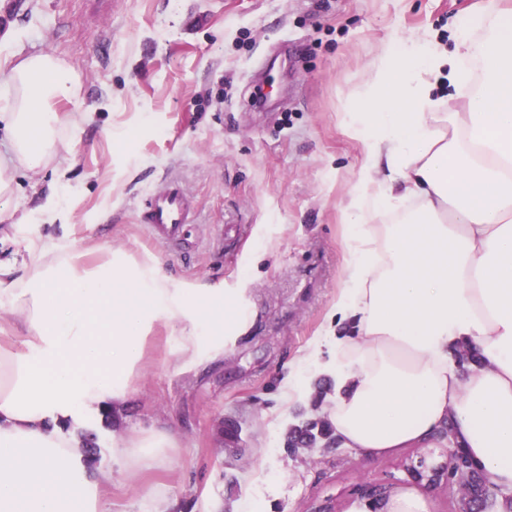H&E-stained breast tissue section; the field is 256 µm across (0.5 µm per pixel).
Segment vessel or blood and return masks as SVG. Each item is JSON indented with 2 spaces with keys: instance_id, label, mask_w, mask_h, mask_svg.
<instances>
[{
  "instance_id": "b4317fda",
  "label": "vessel or blood",
  "mask_w": 512,
  "mask_h": 512,
  "mask_svg": "<svg viewBox=\"0 0 512 512\" xmlns=\"http://www.w3.org/2000/svg\"><path fill=\"white\" fill-rule=\"evenodd\" d=\"M142 221L154 241H184L192 222V205L183 186L169 180L152 190L145 201Z\"/></svg>"
}]
</instances>
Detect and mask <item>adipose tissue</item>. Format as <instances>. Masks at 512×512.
Here are the masks:
<instances>
[{"label":"adipose tissue","mask_w":512,"mask_h":512,"mask_svg":"<svg viewBox=\"0 0 512 512\" xmlns=\"http://www.w3.org/2000/svg\"><path fill=\"white\" fill-rule=\"evenodd\" d=\"M453 51L427 36L385 45L351 97L345 123L363 160L343 208L344 277L326 330L300 359L334 397L326 418L342 447L375 456L452 427L475 469L512 512V8L473 12ZM483 65L473 81L466 64ZM454 88L434 98L441 79ZM0 111V214L16 174L38 177L71 124L78 92L51 53L11 68ZM401 213L399 223L381 218ZM0 258V512H110L114 472L135 477L170 459L177 437L120 438L114 469L87 471L78 430L122 413L155 327L176 334L188 368L223 358L249 328L240 290L187 288L151 256L28 239ZM476 363H459L462 349Z\"/></svg>","instance_id":"1"}]
</instances>
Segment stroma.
Instances as JSON below:
<instances>
[{
  "label": "stroma",
  "mask_w": 512,
  "mask_h": 512,
  "mask_svg": "<svg viewBox=\"0 0 512 512\" xmlns=\"http://www.w3.org/2000/svg\"><path fill=\"white\" fill-rule=\"evenodd\" d=\"M486 0H0V107L12 62L50 52L78 75L61 166L18 176L13 219L58 187L65 213L41 234L154 256L176 282L223 280L243 289L248 332L222 361L177 371L170 326H159L145 373L123 414L87 418L98 465H113L117 434L174 429L168 466L115 475L112 512H150L149 488H176L175 512H372L362 483L455 512L447 488L407 481L409 462L432 467L445 441L371 458L332 446L290 450L295 409L281 386L329 321L342 283L343 206L363 146L344 126L350 94L383 44L455 25ZM182 184L195 206L181 247L158 244L139 222L147 193ZM236 423L235 443L224 435Z\"/></svg>",
  "instance_id": "1"
}]
</instances>
